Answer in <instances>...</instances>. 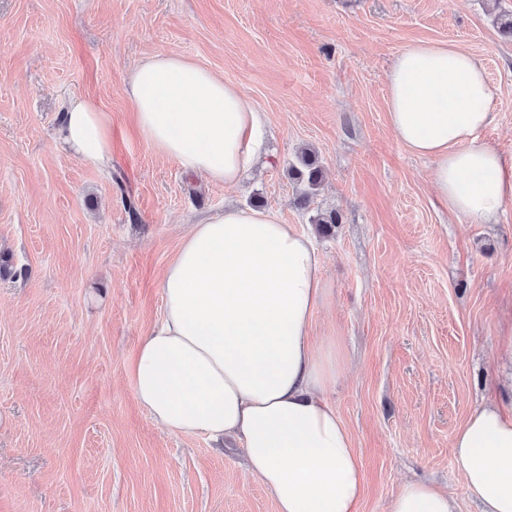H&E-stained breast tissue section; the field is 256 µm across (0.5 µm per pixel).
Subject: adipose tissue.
Masks as SVG:
<instances>
[{"label":"adipose tissue","instance_id":"obj_1","mask_svg":"<svg viewBox=\"0 0 512 512\" xmlns=\"http://www.w3.org/2000/svg\"><path fill=\"white\" fill-rule=\"evenodd\" d=\"M389 127L416 156L449 214L491 222L512 203V157L481 139L495 89L458 44L420 41L386 74ZM139 136L186 171L233 186L263 130L240 86L175 53L142 61L125 87ZM61 136L89 165L112 166V123L75 98ZM164 313L132 364L151 419L183 434L241 437L247 476L278 512H359L362 459L322 397L342 369L335 342L312 334L327 284L296 225L265 209L225 207L191 225L161 277ZM455 465L482 512H512V410L474 409L455 432ZM388 512H456L443 487L409 484Z\"/></svg>","mask_w":512,"mask_h":512}]
</instances>
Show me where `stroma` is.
<instances>
[{
    "instance_id": "35a3bbf8",
    "label": "stroma",
    "mask_w": 512,
    "mask_h": 512,
    "mask_svg": "<svg viewBox=\"0 0 512 512\" xmlns=\"http://www.w3.org/2000/svg\"><path fill=\"white\" fill-rule=\"evenodd\" d=\"M512 0H0V512H277L239 441L160 427L130 362L163 313L161 270L190 224L232 203L311 234L329 293L314 335L344 368L324 398L365 472L359 512L404 486L479 506L451 442L479 405L512 408V204L494 224L449 215L430 160L390 130L385 73L416 41L478 57L496 90L481 132L512 155ZM174 52L239 85L260 156L234 187L134 132L129 71ZM75 97L112 118V167L60 138ZM313 151L309 203L288 169ZM338 212L322 233L313 222Z\"/></svg>"
}]
</instances>
